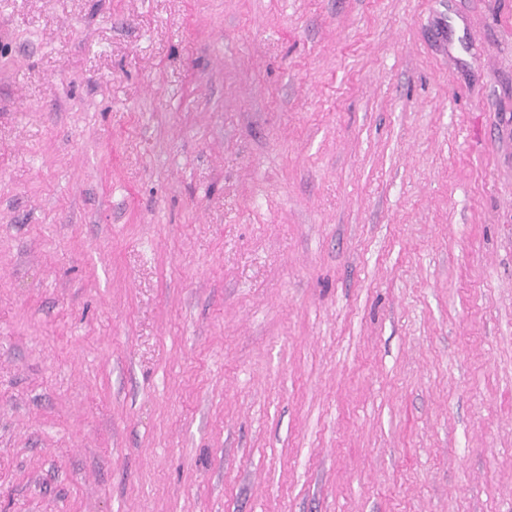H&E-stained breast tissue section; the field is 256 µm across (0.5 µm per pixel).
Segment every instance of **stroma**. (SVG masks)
I'll return each instance as SVG.
<instances>
[{"label": "stroma", "mask_w": 512, "mask_h": 512, "mask_svg": "<svg viewBox=\"0 0 512 512\" xmlns=\"http://www.w3.org/2000/svg\"><path fill=\"white\" fill-rule=\"evenodd\" d=\"M0 512H512V0H0Z\"/></svg>", "instance_id": "obj_1"}]
</instances>
